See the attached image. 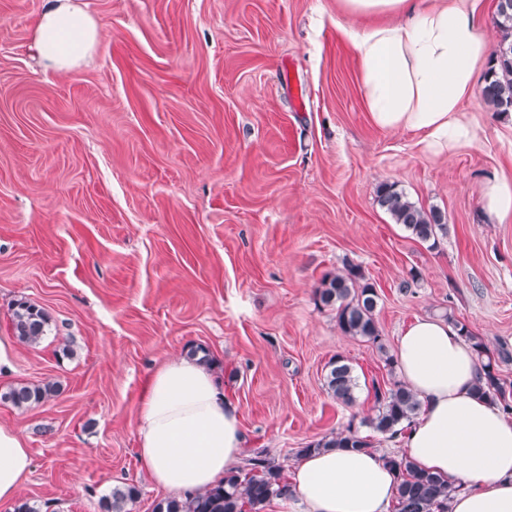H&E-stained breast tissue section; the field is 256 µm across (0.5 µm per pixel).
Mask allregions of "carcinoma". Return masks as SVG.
Segmentation results:
<instances>
[{
  "mask_svg": "<svg viewBox=\"0 0 512 512\" xmlns=\"http://www.w3.org/2000/svg\"><path fill=\"white\" fill-rule=\"evenodd\" d=\"M494 24L500 32V40L491 54L481 94L491 111L507 116L512 113V0H499ZM376 199L394 223L403 225L431 248L448 232V224L438 211H427L416 205L395 182L380 183ZM314 296L316 305L336 311V324L343 334L362 338L385 352L375 314L378 294L361 266L348 262L343 269L324 274ZM49 321L45 309L29 300H17L11 306L13 335L25 345L38 344L49 329ZM461 331L474 348L482 371L477 394L495 403L504 413L512 414V390L500 377L498 369V363L512 360V353L503 348L495 360L482 340L466 326H461ZM324 383L336 401L347 405L353 402L357 379L352 366L343 357L338 356L329 363ZM59 391L60 385L54 381L18 383L0 392V399L18 409H27L49 401ZM374 398L373 413L364 418L362 424L385 438L397 437L403 424L410 423L420 410L417 396L402 382L388 387L375 385ZM371 447L372 436L360 434L350 423L298 449L297 453L322 448ZM384 460L397 474L393 512H448V501L454 489L447 482L419 469L404 455H386ZM291 494L284 466L261 451L247 459L244 467L227 474L222 483L185 500L160 499L154 504L153 512H265L271 500L286 499ZM138 496L134 485L115 487L110 496L101 500L102 512H129L127 506Z\"/></svg>",
  "mask_w": 512,
  "mask_h": 512,
  "instance_id": "carcinoma-1",
  "label": "carcinoma"
}]
</instances>
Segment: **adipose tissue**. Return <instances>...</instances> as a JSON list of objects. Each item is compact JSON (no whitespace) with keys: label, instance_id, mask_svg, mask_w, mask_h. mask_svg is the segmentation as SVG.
Segmentation results:
<instances>
[{"label":"adipose tissue","instance_id":"ef3b65f1","mask_svg":"<svg viewBox=\"0 0 512 512\" xmlns=\"http://www.w3.org/2000/svg\"><path fill=\"white\" fill-rule=\"evenodd\" d=\"M348 15L391 21L343 33L362 60L361 86L372 122L423 133L424 149L453 156L473 146L477 127L463 108L488 42L477 24L479 0H344ZM99 26L75 0H48L35 29L44 63L66 71L95 48ZM403 383L421 408L401 435L405 455L448 480L449 512H512V419L473 390L476 355L449 321L420 317L397 340ZM140 472L183 497L215 486L235 470L244 434L212 367L177 358L150 377L137 422ZM32 471L25 436L0 425V503L17 500ZM292 499L279 512H389L396 475L371 450L327 448L291 469Z\"/></svg>","mask_w":512,"mask_h":512}]
</instances>
